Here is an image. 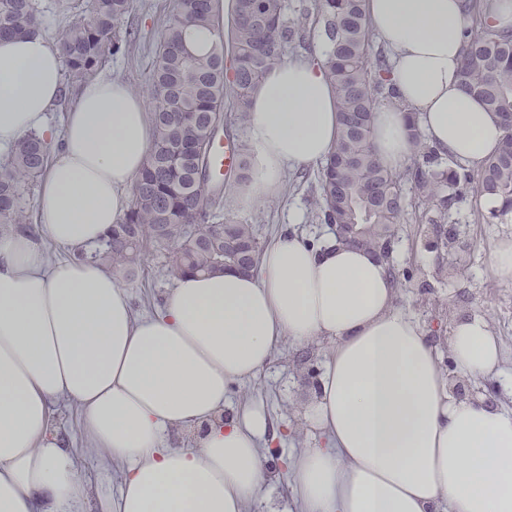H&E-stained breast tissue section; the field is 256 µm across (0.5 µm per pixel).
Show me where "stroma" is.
Returning <instances> with one entry per match:
<instances>
[{"label": "stroma", "mask_w": 512, "mask_h": 512, "mask_svg": "<svg viewBox=\"0 0 512 512\" xmlns=\"http://www.w3.org/2000/svg\"><path fill=\"white\" fill-rule=\"evenodd\" d=\"M173 7L174 0H137V8L124 26L138 30L139 37L125 52L112 57L105 74L121 78L135 92H143L152 51ZM316 175L313 165L302 173H288L280 191L257 203L240 201L236 186H229L213 221L218 224L230 217L253 225L264 246L286 233L319 242L330 228L317 215ZM452 220L465 248L459 253L458 269L445 278L437 274V253L429 247L414 212H407L397 225L395 260L400 277L396 306L413 317L426 334L445 337L450 336L460 316L487 317L509 358L500 375L488 378L486 384L495 392L500 406L512 410V284L499 283L490 270L496 242L512 233V217L503 221L492 218L484 198L473 197L453 214ZM142 262L137 276L126 281L125 286L135 307L151 312L160 309L168 290L174 286L170 255L151 249ZM321 362L319 346L302 347L284 341L254 379L233 386L226 411H235L244 403L262 407L279 432V458H286L295 449L314 446L316 439L303 419V409L314 394L308 380L318 377Z\"/></svg>", "instance_id": "35a3bbf8"}]
</instances>
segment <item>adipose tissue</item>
<instances>
[{
  "label": "adipose tissue",
  "instance_id": "adipose-tissue-1",
  "mask_svg": "<svg viewBox=\"0 0 512 512\" xmlns=\"http://www.w3.org/2000/svg\"><path fill=\"white\" fill-rule=\"evenodd\" d=\"M390 55L395 103L374 114L372 148L401 170L418 125L473 172L505 130L460 80L463 0H364ZM63 88L58 42L0 39V157L25 134L59 141L41 183V227L0 234V512H276L287 477L296 512H512V412L456 397L423 329L395 306L398 284L369 250L328 236L283 235L256 268L180 274L159 312L138 313L116 275L90 261L51 262L99 245L131 204L153 143L146 98L122 81L87 83L55 133ZM338 131L336 90L316 58L282 61L252 96L244 197L275 193L286 171L322 162ZM324 348L305 411L320 447L271 467V422L224 405L283 340ZM465 377L497 374L505 350L489 320L467 316L449 338ZM82 416L99 473L89 487L60 405ZM195 429L187 448L167 432Z\"/></svg>",
  "mask_w": 512,
  "mask_h": 512
}]
</instances>
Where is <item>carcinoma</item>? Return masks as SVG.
Returning a JSON list of instances; mask_svg holds the SVG:
<instances>
[{"instance_id":"cac0c4a2","label":"carcinoma","mask_w":512,"mask_h":512,"mask_svg":"<svg viewBox=\"0 0 512 512\" xmlns=\"http://www.w3.org/2000/svg\"><path fill=\"white\" fill-rule=\"evenodd\" d=\"M136 0H86L85 7L59 38L66 69L63 102L95 78L130 36L121 24ZM364 0H314L311 28L322 38L321 64L336 88L338 137L317 172L319 219L334 227L339 240L373 250L398 276L394 260L395 227L413 206H421L433 246L448 247V212L473 190L500 206L494 217L512 212V35L478 27L470 33L461 68L467 90L505 126L502 149L490 157L476 179L427 144L413 124L410 165L392 172L373 151L370 135L379 99L392 101L390 65L373 50ZM284 0H176L151 63L148 92L155 115L154 143L132 187L129 209L117 219L104 242L78 258L91 259L133 276L148 246L166 248L173 273H210L226 267L254 268L261 246L250 224L227 220L211 224L224 187L250 178L247 153L237 171L217 180L211 172L212 139L224 130L226 111L248 120L251 98L265 73L283 60L286 48L307 37L290 26ZM36 0H0V30L22 37L42 30ZM208 30L201 49L188 29ZM48 144L36 134L16 143L0 165V232L19 225L33 230L24 201L25 186L40 177L49 161Z\"/></svg>"}]
</instances>
